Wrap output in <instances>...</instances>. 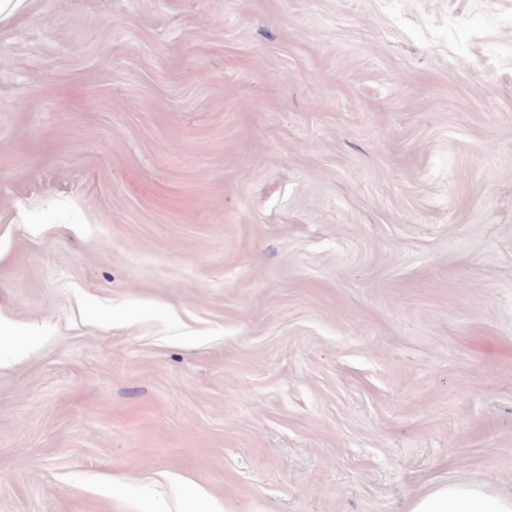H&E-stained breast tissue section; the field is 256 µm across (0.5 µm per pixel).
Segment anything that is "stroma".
Returning <instances> with one entry per match:
<instances>
[{
    "instance_id": "stroma-1",
    "label": "stroma",
    "mask_w": 512,
    "mask_h": 512,
    "mask_svg": "<svg viewBox=\"0 0 512 512\" xmlns=\"http://www.w3.org/2000/svg\"><path fill=\"white\" fill-rule=\"evenodd\" d=\"M512 492V0H34L0 28V512Z\"/></svg>"
}]
</instances>
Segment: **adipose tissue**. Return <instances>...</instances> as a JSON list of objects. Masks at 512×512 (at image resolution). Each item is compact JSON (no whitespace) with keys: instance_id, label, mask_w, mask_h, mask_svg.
<instances>
[{"instance_id":"ef3b65f1","label":"adipose tissue","mask_w":512,"mask_h":512,"mask_svg":"<svg viewBox=\"0 0 512 512\" xmlns=\"http://www.w3.org/2000/svg\"><path fill=\"white\" fill-rule=\"evenodd\" d=\"M409 512H512V494L484 483L449 479L415 497Z\"/></svg>"}]
</instances>
